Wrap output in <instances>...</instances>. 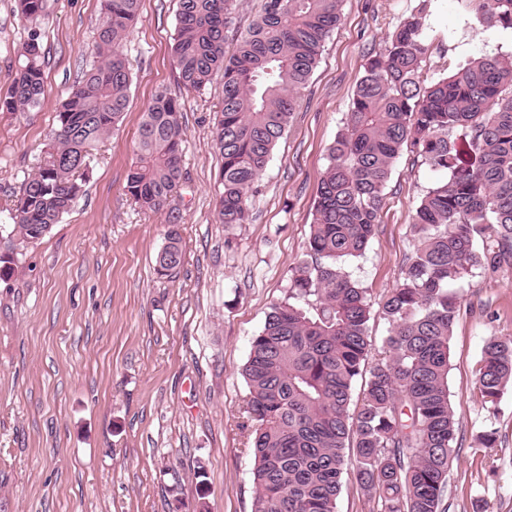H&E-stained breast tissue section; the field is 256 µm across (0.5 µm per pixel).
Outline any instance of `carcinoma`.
I'll return each mask as SVG.
<instances>
[{
    "instance_id": "1",
    "label": "carcinoma",
    "mask_w": 512,
    "mask_h": 512,
    "mask_svg": "<svg viewBox=\"0 0 512 512\" xmlns=\"http://www.w3.org/2000/svg\"><path fill=\"white\" fill-rule=\"evenodd\" d=\"M464 2L483 22L512 29V0ZM140 4L101 0L97 61L62 101L48 160L17 194L11 220L22 244L72 210L83 192L78 173L124 119L131 73L120 47ZM341 4L264 0L228 53L233 0H179L172 57L181 84L200 91L216 73L224 84L215 118L221 223L252 221L255 183L340 22ZM45 10L46 0H17L28 35L23 63L0 91V112L41 103ZM423 12L403 19L369 56L317 184L307 259L291 268L287 299L250 341L243 415L254 456L251 512H337L345 479L380 512H445L459 431L448 392L460 312L451 286L478 268L512 267V55H483L426 84ZM406 149L448 179L416 206L420 244L376 311L346 265L376 235L392 168ZM134 153L126 189L141 209L166 213L167 244L156 259L166 276L183 261L182 215L172 205L183 178L177 96L155 95ZM377 315L388 335L374 353L368 328ZM509 384L512 336H492L478 368L480 396L493 404Z\"/></svg>"
}]
</instances>
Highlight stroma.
Here are the masks:
<instances>
[{"mask_svg":"<svg viewBox=\"0 0 512 512\" xmlns=\"http://www.w3.org/2000/svg\"><path fill=\"white\" fill-rule=\"evenodd\" d=\"M425 4L424 77L454 73L487 53L512 54V30L479 22L461 0H344L301 104L251 198L248 224L215 218L221 159L213 116L224 86L184 89L173 66L177 0H141L123 41L132 74L121 126L83 175L84 194L41 240L14 251L10 210L43 164L57 108L82 75L100 0H47L40 21L45 93L39 107L0 113V512H251L253 459L242 427L250 341L288 296L305 257L318 180L371 52ZM14 0H0V89L11 82L27 31ZM182 102L185 148L176 205L184 259L158 275L163 215L141 211L126 182L143 112L159 90ZM403 152L381 223L348 266L379 301L417 242L412 210L446 181ZM451 339L450 399L460 420L448 472V512H512V387L487 411L475 388L485 340L512 336V268L474 270ZM497 429L496 455L476 435ZM206 473L198 498L194 473Z\"/></svg>","mask_w":512,"mask_h":512,"instance_id":"1","label":"stroma"}]
</instances>
